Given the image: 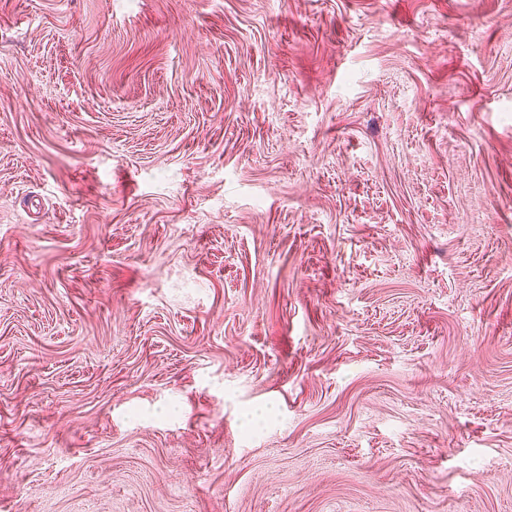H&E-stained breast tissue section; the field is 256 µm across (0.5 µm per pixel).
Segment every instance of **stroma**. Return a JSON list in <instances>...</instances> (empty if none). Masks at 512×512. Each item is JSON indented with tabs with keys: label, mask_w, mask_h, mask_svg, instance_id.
Here are the masks:
<instances>
[{
	"label": "stroma",
	"mask_w": 512,
	"mask_h": 512,
	"mask_svg": "<svg viewBox=\"0 0 512 512\" xmlns=\"http://www.w3.org/2000/svg\"><path fill=\"white\" fill-rule=\"evenodd\" d=\"M0 512H512V0H0Z\"/></svg>",
	"instance_id": "stroma-1"
}]
</instances>
